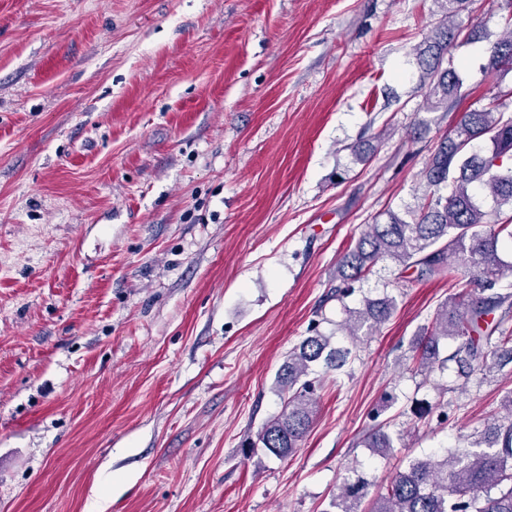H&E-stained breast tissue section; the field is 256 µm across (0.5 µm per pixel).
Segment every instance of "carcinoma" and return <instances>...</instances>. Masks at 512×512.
I'll list each match as a JSON object with an SVG mask.
<instances>
[{"instance_id": "cac0c4a2", "label": "carcinoma", "mask_w": 512, "mask_h": 512, "mask_svg": "<svg viewBox=\"0 0 512 512\" xmlns=\"http://www.w3.org/2000/svg\"><path fill=\"white\" fill-rule=\"evenodd\" d=\"M448 19L435 27L414 47L427 87V102L434 109L453 106L461 98L463 81L451 65L449 51L462 34L453 21L466 10L469 0H440ZM489 68L512 70V31L490 47ZM484 141L491 149L472 150ZM512 113L492 101L481 110L463 113L449 133L440 139L429 159L424 177L430 192L426 201L409 212V218L387 210L382 220L366 229L339 260L336 295L354 291L380 261L390 260L417 271L418 278L450 275L453 266L463 267L492 286L512 268L502 259L508 246L502 234L512 238ZM455 265H450V262ZM512 309V295L493 293L468 303L452 299L443 304L420 339L419 363L427 368L439 360L440 340L468 338L466 356L458 359L472 367L481 352L472 334L485 328L487 317L502 307ZM395 310L389 297L362 299L361 307L346 310L342 329L351 339L359 332L370 334ZM351 354L331 345V337L317 333L303 339L288 353L275 387L284 400L281 414L266 421L257 442L278 458L297 451L317 413L311 364L323 363L337 370ZM502 420L490 429L487 448L451 452L441 458H417L377 494L368 512H512V399L504 405ZM364 447L376 455L392 448L390 437L380 429L369 430ZM363 478L348 479L332 502L334 512H362L367 496Z\"/></svg>"}]
</instances>
